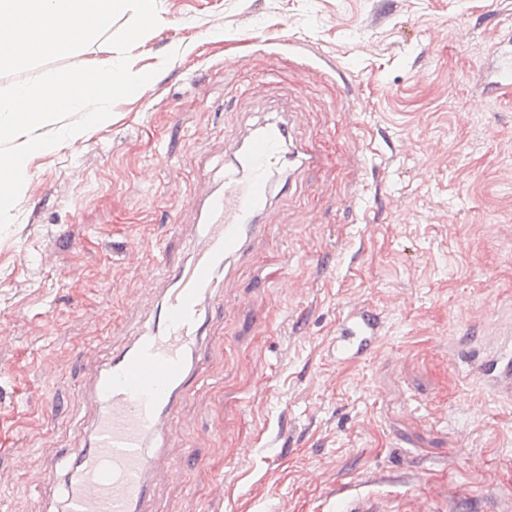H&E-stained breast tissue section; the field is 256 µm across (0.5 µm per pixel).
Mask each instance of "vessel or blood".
Segmentation results:
<instances>
[{
  "label": "vessel or blood",
  "mask_w": 512,
  "mask_h": 512,
  "mask_svg": "<svg viewBox=\"0 0 512 512\" xmlns=\"http://www.w3.org/2000/svg\"><path fill=\"white\" fill-rule=\"evenodd\" d=\"M234 173L224 191L204 203L193 255L170 272L167 288L146 335L135 337L100 369L93 394L97 417L83 447L69 451L75 471L67 485L66 512H145L155 459L150 446L172 434L170 418L203 368L210 326L209 292L223 267L262 234L283 167L310 169L311 153L299 147L290 118L260 124L235 145ZM383 323L366 305H355L336 327V359L354 362L379 344ZM479 372L492 389L512 397V356L488 357ZM339 512H399L390 499L339 496Z\"/></svg>",
  "instance_id": "b4317fda"
}]
</instances>
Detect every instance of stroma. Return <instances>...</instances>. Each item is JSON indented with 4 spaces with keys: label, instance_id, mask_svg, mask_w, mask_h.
<instances>
[{
    "label": "stroma",
    "instance_id": "1",
    "mask_svg": "<svg viewBox=\"0 0 512 512\" xmlns=\"http://www.w3.org/2000/svg\"><path fill=\"white\" fill-rule=\"evenodd\" d=\"M155 78L33 159L0 234V512H60L89 386L147 329L234 142L291 113L319 158L218 276L203 372L152 512H336V492L468 512L512 493V0H158ZM171 62H164L166 53ZM383 337L337 364L336 323ZM383 323L366 305H355L342 315L336 327V362H354L370 354L379 344ZM479 373L492 389L503 396L512 397V353L510 357L499 353L491 355L479 365Z\"/></svg>",
    "mask_w": 512,
    "mask_h": 512
}]
</instances>
